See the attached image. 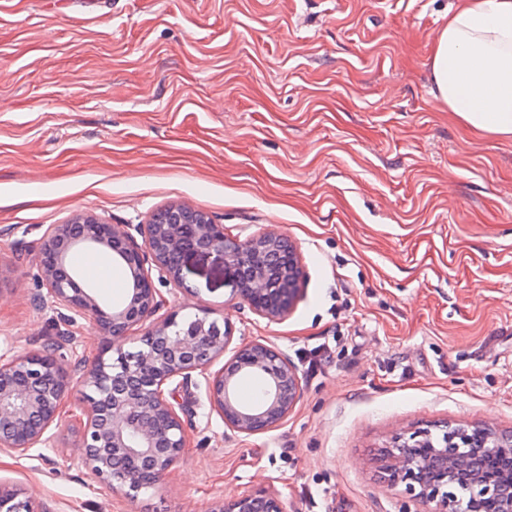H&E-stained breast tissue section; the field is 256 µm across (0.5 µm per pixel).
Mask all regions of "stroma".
<instances>
[{"label": "stroma", "mask_w": 512, "mask_h": 512, "mask_svg": "<svg viewBox=\"0 0 512 512\" xmlns=\"http://www.w3.org/2000/svg\"><path fill=\"white\" fill-rule=\"evenodd\" d=\"M455 0H0V354L70 327L40 283L49 225L89 212L142 224L180 202L239 237L299 246L303 296L267 323L230 298L218 252L183 279L234 342L269 343L302 375L279 427L245 436L205 386L179 461L136 500L99 486L70 445L0 452V480L48 512H207L259 487L288 512H427L374 455L399 432L512 430V140L432 95L430 56ZM330 347L328 344H321L312 349L305 350L302 352L301 359L306 362V369L311 374H318L324 368V365L329 362Z\"/></svg>", "instance_id": "1"}]
</instances>
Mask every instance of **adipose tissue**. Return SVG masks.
<instances>
[{
  "label": "adipose tissue",
  "mask_w": 512,
  "mask_h": 512,
  "mask_svg": "<svg viewBox=\"0 0 512 512\" xmlns=\"http://www.w3.org/2000/svg\"><path fill=\"white\" fill-rule=\"evenodd\" d=\"M430 70L435 98L461 123L512 139V0H458Z\"/></svg>",
  "instance_id": "adipose-tissue-1"
}]
</instances>
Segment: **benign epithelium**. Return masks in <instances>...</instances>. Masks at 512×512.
<instances>
[{"label": "benign epithelium", "instance_id": "benign-epithelium-1", "mask_svg": "<svg viewBox=\"0 0 512 512\" xmlns=\"http://www.w3.org/2000/svg\"><path fill=\"white\" fill-rule=\"evenodd\" d=\"M148 223L130 227L110 224L84 213L46 230L41 247V279L55 302L77 316L96 322L101 334L114 339L97 360L68 359L71 337L60 336L50 349L0 356V452L25 455L34 448L53 447L52 426L74 378L85 388L80 429L74 445L79 460L101 485L134 498L155 486L186 448L194 401L179 400L193 374L204 376L206 396L224 426L255 435L280 426L296 406L301 379L296 367L276 347L260 341L242 342L233 357L210 371L233 340L229 325H221L201 309L191 319L168 313L137 337L139 349L124 351L115 342L138 331L164 306L155 288L158 280L174 283L192 296L182 278L191 254L221 251L226 270L237 284V296L269 324L285 320L300 297L301 252L288 235L266 231L245 239L224 233L206 214L184 206L165 207ZM142 242H137L134 234ZM80 249H108L127 269L126 301L108 307L78 281L69 256ZM259 373L265 379L262 405L244 404L237 395L239 380ZM136 436V443L129 442ZM512 452V432L476 441L463 427L435 436L428 428L398 434L390 441L386 485L430 506V512H458L448 478L465 474L478 484L477 497L466 512H480L485 500L512 512V473L492 480L483 477L477 460L484 454ZM136 480H129L130 474ZM0 512H47L27 489L0 482ZM209 512H287L281 496L258 489L232 500H217Z\"/></svg>", "mask_w": 512, "mask_h": 512}]
</instances>
